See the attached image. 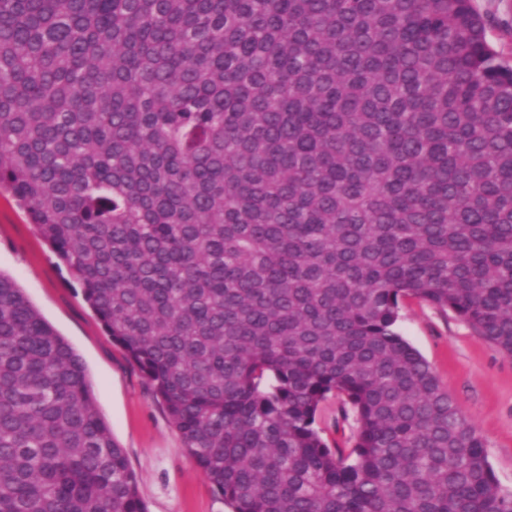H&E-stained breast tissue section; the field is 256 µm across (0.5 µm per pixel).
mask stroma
Returning a JSON list of instances; mask_svg holds the SVG:
<instances>
[{
    "label": "stroma",
    "instance_id": "stroma-1",
    "mask_svg": "<svg viewBox=\"0 0 512 512\" xmlns=\"http://www.w3.org/2000/svg\"><path fill=\"white\" fill-rule=\"evenodd\" d=\"M487 38L512 66V0H472ZM0 272L12 276L29 301L81 355L98 409L124 448L148 512H229L199 473L164 405L113 344L6 190H0ZM398 332L431 364L461 412L482 436L500 484L512 488V356L477 336L452 312L407 301Z\"/></svg>",
    "mask_w": 512,
    "mask_h": 512
}]
</instances>
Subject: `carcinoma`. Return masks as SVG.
Wrapping results in <instances>:
<instances>
[{"mask_svg":"<svg viewBox=\"0 0 512 512\" xmlns=\"http://www.w3.org/2000/svg\"><path fill=\"white\" fill-rule=\"evenodd\" d=\"M2 187L230 512H512L396 331L417 299L512 356V67L472 0H0ZM0 512H147L2 272ZM339 402L330 398L321 407L319 425L323 428V435L328 440H336L344 447H350L353 441L354 422L352 418L343 421L339 412ZM339 418L340 428L336 432L335 420Z\"/></svg>","mask_w":512,"mask_h":512,"instance_id":"obj_1","label":"carcinoma"}]
</instances>
